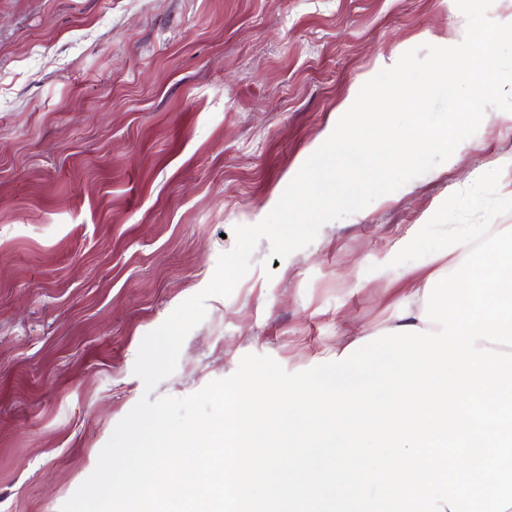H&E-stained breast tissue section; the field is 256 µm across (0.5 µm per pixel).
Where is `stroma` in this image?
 Segmentation results:
<instances>
[{
  "label": "stroma",
  "instance_id": "stroma-1",
  "mask_svg": "<svg viewBox=\"0 0 512 512\" xmlns=\"http://www.w3.org/2000/svg\"><path fill=\"white\" fill-rule=\"evenodd\" d=\"M465 27L455 0H0V512H60L144 393L143 337L235 226L268 215L378 59ZM496 168L512 198V112L490 108L453 165L287 258L261 240L153 397L248 354L301 372L391 324L439 265L381 260Z\"/></svg>",
  "mask_w": 512,
  "mask_h": 512
}]
</instances>
